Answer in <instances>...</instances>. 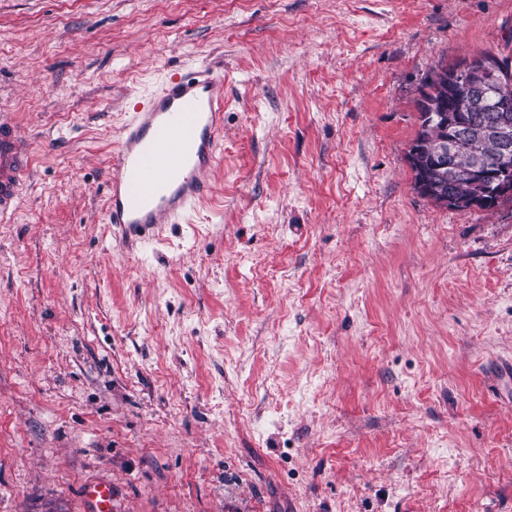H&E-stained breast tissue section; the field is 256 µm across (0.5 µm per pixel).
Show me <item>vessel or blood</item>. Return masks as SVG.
I'll return each instance as SVG.
<instances>
[{"label": "vessel or blood", "mask_w": 512, "mask_h": 512, "mask_svg": "<svg viewBox=\"0 0 512 512\" xmlns=\"http://www.w3.org/2000/svg\"><path fill=\"white\" fill-rule=\"evenodd\" d=\"M224 130V81L211 73L172 75L125 124L106 170V219L128 240L154 234L194 211L211 190ZM32 166L30 145L15 120L0 113V222L23 199ZM92 512H112V487L87 483Z\"/></svg>", "instance_id": "obj_1"}]
</instances>
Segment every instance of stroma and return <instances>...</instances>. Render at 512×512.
<instances>
[{"label": "stroma", "instance_id": "35a3bbf8", "mask_svg": "<svg viewBox=\"0 0 512 512\" xmlns=\"http://www.w3.org/2000/svg\"><path fill=\"white\" fill-rule=\"evenodd\" d=\"M512 0H0V512H512V205L422 197L437 62ZM224 76L211 198L106 222L134 108ZM32 166L30 145L15 120L0 113V222L9 221L23 199ZM84 499L91 504L92 512H112V485L89 482L83 490Z\"/></svg>", "mask_w": 512, "mask_h": 512}]
</instances>
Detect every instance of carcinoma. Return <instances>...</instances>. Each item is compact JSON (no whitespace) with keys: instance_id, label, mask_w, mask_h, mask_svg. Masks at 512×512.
Listing matches in <instances>:
<instances>
[{"instance_id":"carcinoma-1","label":"carcinoma","mask_w":512,"mask_h":512,"mask_svg":"<svg viewBox=\"0 0 512 512\" xmlns=\"http://www.w3.org/2000/svg\"><path fill=\"white\" fill-rule=\"evenodd\" d=\"M492 59L497 56L481 54L465 74L438 62L415 98L418 130L406 158L415 189L441 206L450 198L460 201L458 210L470 208L473 200L481 201L487 211L512 203V194L495 197L469 173L474 157L490 172L512 167V57L502 58L503 82L479 72ZM442 141L446 151L439 161L434 150Z\"/></svg>"}]
</instances>
